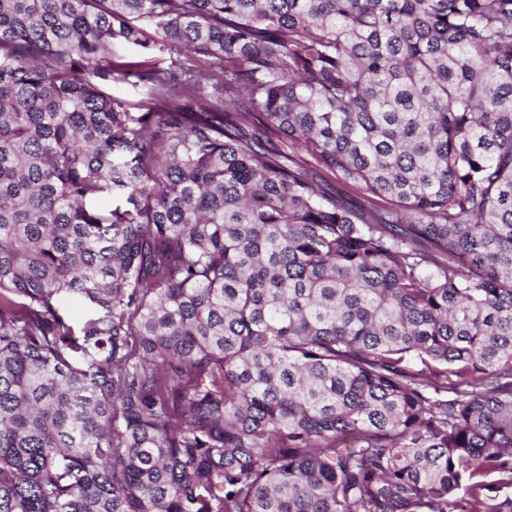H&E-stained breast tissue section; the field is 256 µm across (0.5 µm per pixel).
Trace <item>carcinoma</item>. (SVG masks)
Listing matches in <instances>:
<instances>
[{
    "label": "carcinoma",
    "instance_id": "1",
    "mask_svg": "<svg viewBox=\"0 0 512 512\" xmlns=\"http://www.w3.org/2000/svg\"><path fill=\"white\" fill-rule=\"evenodd\" d=\"M510 488L512 0H0V512Z\"/></svg>",
    "mask_w": 512,
    "mask_h": 512
}]
</instances>
